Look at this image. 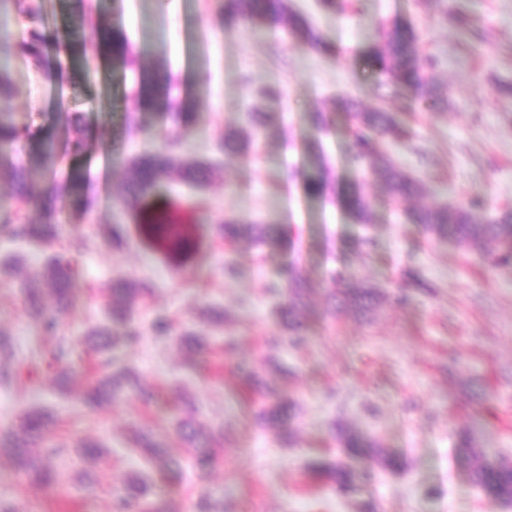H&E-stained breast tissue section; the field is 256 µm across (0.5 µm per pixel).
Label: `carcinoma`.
<instances>
[{"label":"carcinoma","instance_id":"1","mask_svg":"<svg viewBox=\"0 0 512 512\" xmlns=\"http://www.w3.org/2000/svg\"><path fill=\"white\" fill-rule=\"evenodd\" d=\"M12 11L32 25L29 39L22 44L23 51L32 57L36 66H44L46 60L41 48L42 35L37 28L42 21L40 9L29 0H0V16L6 17ZM453 17L465 39L476 46L483 44L482 35L472 28L465 14L455 12ZM241 22L254 30L266 26L280 27L293 38L308 42L322 53L335 52L334 46L316 36L306 22L283 2L222 0L213 16V25L232 27ZM89 23L90 32L80 41L79 53L85 56L91 49L99 56L107 55L116 67L132 66L133 56L125 35L103 20L91 17ZM366 54L386 80L409 89L413 97L434 104L447 100L446 89L434 79L441 64L440 58L419 48L418 33L413 26L399 22L384 26ZM243 82L253 89L254 98L258 101L274 98L279 93L276 86L257 82L250 76L244 77ZM175 84L174 75L164 66L139 69L133 91L136 109L140 112H164L179 130L193 126L196 109L194 105L173 96ZM339 105L347 112L357 113L358 123L351 132L353 162L383 181L391 199L398 201L421 196L424 185L382 152L379 144L381 138L407 144L412 139L411 129L384 110L359 111L358 102L349 95L341 96ZM264 118L265 113L257 108L248 112L247 126L239 131L225 132L218 143L219 151L226 156L247 153L258 131L264 127ZM26 139V129L17 125L12 114L1 112L0 153L16 151L18 144ZM314 167V173L305 183V192L312 197H325L331 191L332 168L320 151L314 155ZM210 172V164L189 156L177 138L169 140L162 150L135 156L129 162L122 205L133 218L140 242L176 270L187 268L194 262L200 248V237L197 225L185 223L168 201L158 195V189L177 174L185 181L203 187L209 180ZM81 178V172L76 168L69 170L62 178L52 168L49 171V186L39 188L29 180L26 163L16 164L13 181L17 209L14 216L8 215L0 221V234L12 240L35 242L59 239L63 230L53 223L55 198L61 194L69 195L76 208L87 209L88 201L79 191ZM33 205L41 209L44 223L29 224L24 219L23 211ZM342 205L354 222L370 223V203L361 194L354 193L344 198ZM406 220L420 226L429 237H451L469 249L491 252L498 264H512L511 210H504L490 219L485 214L482 202L473 199L467 205L443 204L411 209L406 213ZM215 233L226 242L248 236L261 248H270L281 242L275 227L243 224L232 218L215 225ZM76 277L75 265L52 256L40 280L22 282L29 316L42 335L56 336L60 326L59 317L51 316L44 310L43 296L50 294L57 310L64 311L71 303ZM308 288V282L297 270L290 272L288 288H268L272 294L285 295L287 308L283 314L288 317V330L295 335L303 327L301 316ZM143 291L144 288L135 282L112 289V292L119 294V298L112 297L105 303L107 324L96 325L88 331V335L92 336L88 345L96 359L97 378L87 384L82 394L81 401L87 406L98 407L142 393L138 373L123 362L117 350L120 344H134L141 336L134 319V307ZM328 296L331 302L337 301L361 314L372 313L379 302L374 289L354 285L353 277L341 272L331 276ZM151 330L159 339L178 337L195 353L203 350L210 341V337L199 334L194 327L184 325L178 330L174 323L163 317L152 320ZM72 353V344L65 339L59 340L51 352L53 363L66 377L69 376L68 363ZM247 386L258 394L252 403L258 406L254 418L259 426L264 428L269 423L284 422L290 418L292 406L279 399L276 390L264 381L261 373L250 370ZM46 426L47 415L33 412L18 429L0 432V453L9 455L30 482L44 487L56 484L57 460L65 453L63 448L42 446ZM182 440L187 453L194 458L193 467L197 470L213 463L223 452L221 448H213L209 454H198L194 430H182ZM460 445L464 456L472 459L471 474L475 486L494 501H511L512 467L500 464L484 451H472L466 439ZM134 446L147 453L159 472L172 468L150 429L140 428L135 432ZM371 447L373 444L363 437L344 432L342 448L345 455H361ZM77 453L88 462L99 459L103 450L97 442L85 441ZM172 469L176 475L182 474L180 465ZM314 469L325 474L346 494L356 489L357 474L339 461L320 460L314 464ZM142 486L143 482L139 479L123 484V493L113 501V512H171L169 503L162 499L144 501L131 507L132 502L139 500Z\"/></svg>","mask_w":512,"mask_h":512}]
</instances>
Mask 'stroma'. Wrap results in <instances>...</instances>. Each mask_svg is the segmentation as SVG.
Segmentation results:
<instances>
[{"label":"stroma","instance_id":"1","mask_svg":"<svg viewBox=\"0 0 512 512\" xmlns=\"http://www.w3.org/2000/svg\"><path fill=\"white\" fill-rule=\"evenodd\" d=\"M221 0H93L91 13L119 26L132 46H150L136 67L167 65L179 98L195 101L196 124L181 136L189 153L213 159L209 182L193 188L180 178L162 191L173 203L194 209L204 245L182 272L139 243L121 206L129 158L160 150L172 136L159 114H136L130 100L132 73L100 58L86 76L75 43L88 30L77 0H39L45 68H35L20 45L29 25L10 15L12 32L0 41L8 55L10 90L0 93V112L12 113L27 127L33 143L81 135L78 159L57 156L59 169L79 167L84 193L94 201L79 214L69 198L56 204V223L78 225L85 240L70 255L80 270L72 305L60 316L64 334L85 341L103 320V302L112 284L135 279L148 285L136 306L145 332L120 356L140 376L152 400L131 397L86 408L80 379L60 378L43 368L29 382L32 355L46 354L54 339L39 335L26 311L21 279H40L55 243L35 244L0 237V252L22 253L21 277L0 278V329L11 333L13 355L7 365L17 376L0 386V427L18 426L34 411L51 414L50 442L94 440L105 455L82 463L75 455L59 462L58 485L27 482L14 461L0 455V499L18 512H112L113 491L123 479L140 475L144 454L130 439L148 425L171 460L183 454L179 420L189 418L224 430V454L203 476L153 477L146 496L192 512L196 486L219 489L227 512H359L363 500L377 512H512V502L492 501L474 486L457 445L470 435L474 448L495 450L512 464V265L491 253L472 252L454 240L427 238L406 223L404 201L389 202L382 183L351 161L354 113L335 109L347 94L367 109L395 112L411 127L412 145L383 140L391 158L423 182L424 205L463 204L481 197L487 211L512 208V100L492 90L512 83V0H457L481 28L485 45L475 51L453 25L444 23L437 0H345L328 12L319 0H288L335 54L275 31L249 25L214 29L211 17ZM411 22L424 51L440 57L438 81L448 102L430 108L388 84L364 50L383 25ZM278 85V97L261 101L265 132L248 156H217L216 139L247 123L253 103L241 77ZM323 112L329 124L319 133L309 123ZM83 118L81 128L70 123ZM322 142L335 175L333 193L308 196L303 183L312 169L307 148ZM361 192L370 201L372 220L354 223L342 200ZM234 216L244 222L274 224L288 245L257 249L247 238L221 244L212 225ZM122 224L126 237L114 246L108 231ZM375 245L366 249L362 240ZM234 276L221 272L224 261ZM298 268L311 288L305 297L302 339L287 344L278 301L268 289L284 285L288 268ZM424 286L408 302L396 296L406 270ZM345 271L378 288L385 297L370 319L337 310L327 318L326 288L332 271ZM222 308L224 323L209 324L202 311ZM159 314L190 324L209 336L234 340L223 356V371L209 378L190 374L188 353L172 340L148 333ZM272 358L267 377L295 412L281 428H259L233 398L246 369ZM351 430L375 443L377 452L348 460L360 475L357 493L334 490L312 469L316 459H343L339 434ZM397 456L402 467L385 469L381 454Z\"/></svg>","mask_w":512,"mask_h":512}]
</instances>
